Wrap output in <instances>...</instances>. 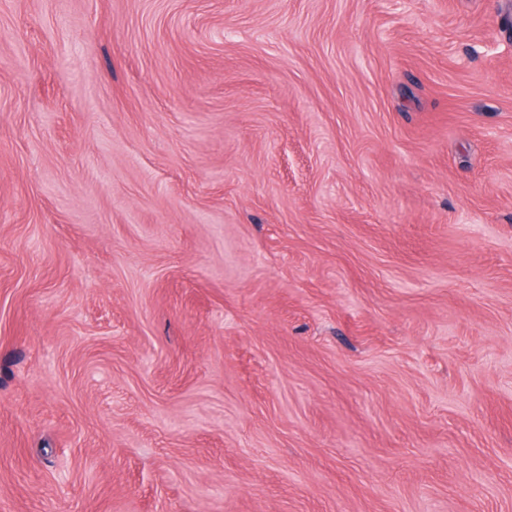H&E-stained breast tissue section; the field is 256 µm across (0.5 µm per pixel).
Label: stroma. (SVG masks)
<instances>
[{
  "instance_id": "obj_1",
  "label": "stroma",
  "mask_w": 512,
  "mask_h": 512,
  "mask_svg": "<svg viewBox=\"0 0 512 512\" xmlns=\"http://www.w3.org/2000/svg\"><path fill=\"white\" fill-rule=\"evenodd\" d=\"M0 512H512V0H0Z\"/></svg>"
}]
</instances>
